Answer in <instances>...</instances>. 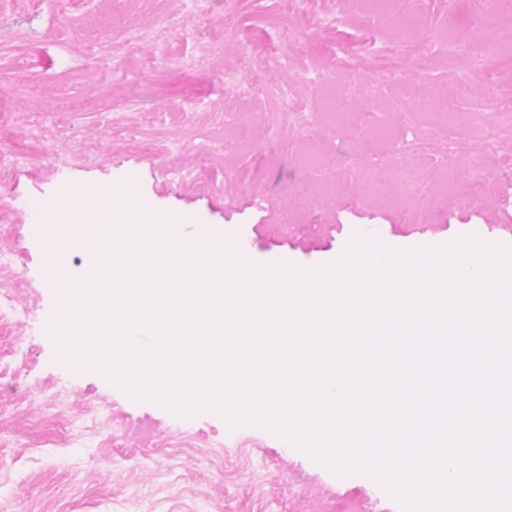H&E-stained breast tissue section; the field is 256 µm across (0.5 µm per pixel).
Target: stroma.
<instances>
[{"label": "stroma", "mask_w": 512, "mask_h": 512, "mask_svg": "<svg viewBox=\"0 0 512 512\" xmlns=\"http://www.w3.org/2000/svg\"><path fill=\"white\" fill-rule=\"evenodd\" d=\"M468 0H397L389 15L368 0H342L345 24L325 32L298 25L286 0H202L196 26L183 29L182 0H44L20 12L0 0V248L15 265L0 282L38 291L37 326L0 313V512H316L312 492L347 512L355 497L375 512H402L373 478L345 485L337 474L273 431L230 426L207 412L175 414L138 399L98 372L75 373L59 355L52 323L59 303L45 288L43 238L12 199L56 200L74 186L134 184L147 207L186 216L193 240L219 225L235 229L247 264L315 268L347 246L374 238L392 249L441 246L478 225L485 242L503 243L512 224V166L477 170L465 129L493 118L512 97V63L496 60L498 79L467 77L459 89L441 53L423 68L400 47V21L417 15L426 36L447 20L479 50ZM352 53L336 62L337 46ZM394 56H381V48ZM315 63L326 86L298 85L289 56ZM400 63L407 102L383 100L377 85ZM248 68L255 85L233 94L227 73ZM300 98L303 129L289 127L286 96ZM347 96L348 110L329 112ZM455 109L454 141L435 140L421 158L402 156L381 132L430 134L437 113ZM124 115L112 127L113 112ZM69 155L53 167L48 150ZM454 153V167L440 158ZM425 169L436 192L426 212L403 200L398 182L374 183L380 168ZM26 341V354L16 344ZM108 404L110 427L94 409Z\"/></svg>", "instance_id": "35a3bbf8"}]
</instances>
